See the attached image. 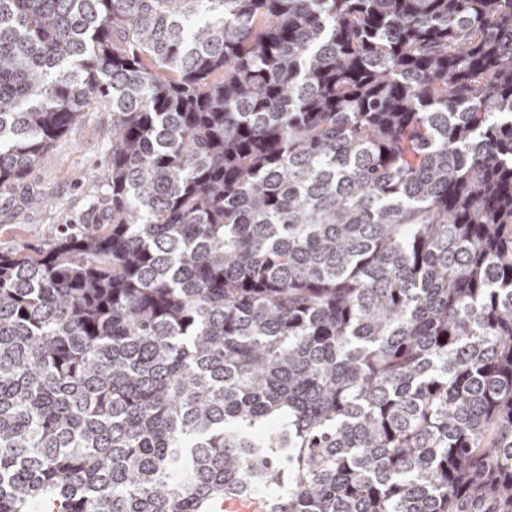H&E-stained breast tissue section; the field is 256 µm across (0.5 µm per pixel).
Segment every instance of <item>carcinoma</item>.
<instances>
[{"instance_id":"cac0c4a2","label":"carcinoma","mask_w":512,"mask_h":512,"mask_svg":"<svg viewBox=\"0 0 512 512\" xmlns=\"http://www.w3.org/2000/svg\"><path fill=\"white\" fill-rule=\"evenodd\" d=\"M94 103L108 223L0 253V512H512V0H0V186Z\"/></svg>"}]
</instances>
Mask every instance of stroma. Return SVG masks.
Wrapping results in <instances>:
<instances>
[{
    "label": "stroma",
    "instance_id": "obj_1",
    "mask_svg": "<svg viewBox=\"0 0 512 512\" xmlns=\"http://www.w3.org/2000/svg\"><path fill=\"white\" fill-rule=\"evenodd\" d=\"M112 114L91 106L17 184L0 189V251L45 244L64 225L79 224L107 170ZM42 196L44 204L33 203Z\"/></svg>",
    "mask_w": 512,
    "mask_h": 512
}]
</instances>
